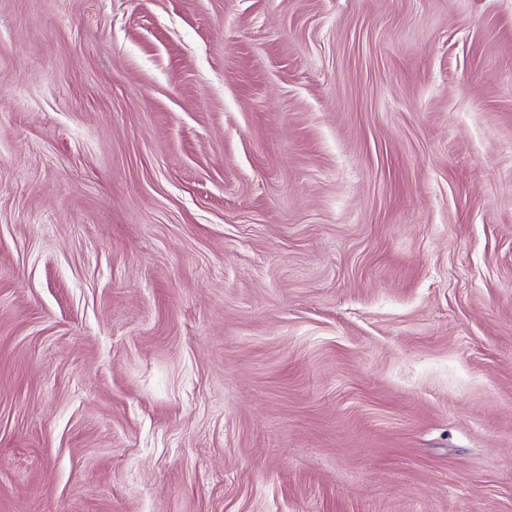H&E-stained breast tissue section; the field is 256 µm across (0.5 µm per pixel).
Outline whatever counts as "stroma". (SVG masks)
Masks as SVG:
<instances>
[{
	"mask_svg": "<svg viewBox=\"0 0 512 512\" xmlns=\"http://www.w3.org/2000/svg\"><path fill=\"white\" fill-rule=\"evenodd\" d=\"M0 512H512V0H0Z\"/></svg>",
	"mask_w": 512,
	"mask_h": 512,
	"instance_id": "obj_1",
	"label": "stroma"
}]
</instances>
